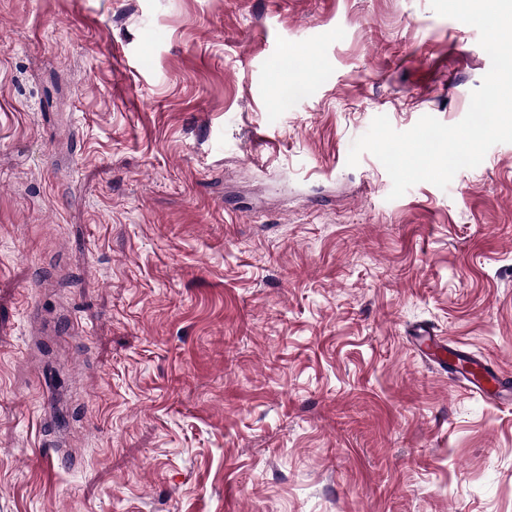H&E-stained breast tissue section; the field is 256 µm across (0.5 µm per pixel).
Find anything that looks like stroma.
<instances>
[{"instance_id": "35a3bbf8", "label": "stroma", "mask_w": 512, "mask_h": 512, "mask_svg": "<svg viewBox=\"0 0 512 512\" xmlns=\"http://www.w3.org/2000/svg\"><path fill=\"white\" fill-rule=\"evenodd\" d=\"M430 0H0V512H512V143L390 199L374 117L491 61ZM59 455L51 472L40 458ZM421 342L427 343L429 348L437 350L441 354L444 363H446L448 353V363H454L455 366L459 363L463 369L467 366V369L460 373V379L466 381L476 392L481 393L492 387L498 388L505 392L503 401L511 402L510 390L507 388V378L495 375L488 366L483 365L478 359L462 351L451 348H448L447 351L439 336H422ZM458 354L464 355V358L459 357Z\"/></svg>"}]
</instances>
